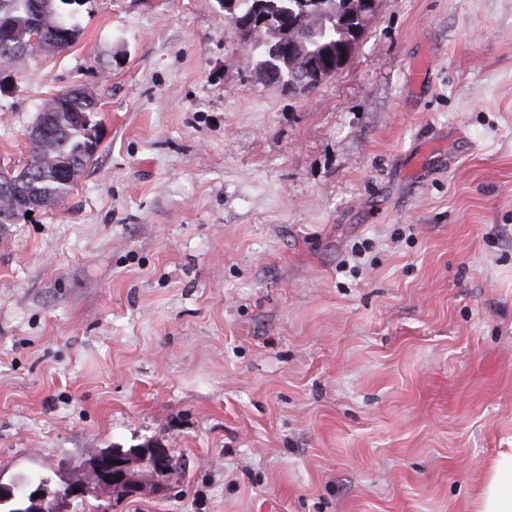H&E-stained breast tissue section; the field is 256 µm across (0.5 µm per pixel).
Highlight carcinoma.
Instances as JSON below:
<instances>
[{
  "label": "carcinoma",
  "instance_id": "obj_1",
  "mask_svg": "<svg viewBox=\"0 0 512 512\" xmlns=\"http://www.w3.org/2000/svg\"><path fill=\"white\" fill-rule=\"evenodd\" d=\"M78 0H0V22L8 25L11 41L0 44V65L18 73L36 37L55 40L61 53L75 42L77 23L72 7ZM351 10V0H237L243 19L264 15L273 30L254 37L246 54L258 58V70L270 67L288 72V56L281 46L297 36L303 26L314 34L305 41L306 55L321 62L323 78L336 74L344 56L354 48L343 47L336 18ZM98 112L94 96L64 90L42 103L28 138L30 149L21 168L0 166V225L16 223L28 212L53 206L65 199L93 161L99 146ZM68 503L54 495L45 502L29 503L24 512H67Z\"/></svg>",
  "mask_w": 512,
  "mask_h": 512
}]
</instances>
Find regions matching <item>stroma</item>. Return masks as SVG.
Masks as SVG:
<instances>
[{
  "instance_id": "obj_1",
  "label": "stroma",
  "mask_w": 512,
  "mask_h": 512,
  "mask_svg": "<svg viewBox=\"0 0 512 512\" xmlns=\"http://www.w3.org/2000/svg\"><path fill=\"white\" fill-rule=\"evenodd\" d=\"M0 97L96 98L72 193L0 230V483L161 448L107 512H475L512 448V0H379L312 95L217 0H87Z\"/></svg>"
}]
</instances>
